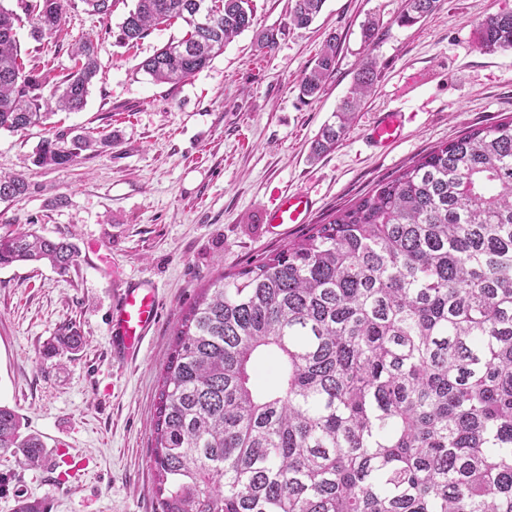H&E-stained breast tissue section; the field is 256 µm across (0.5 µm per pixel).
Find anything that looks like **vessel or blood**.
<instances>
[{"instance_id":"1","label":"vessel or blood","mask_w":512,"mask_h":512,"mask_svg":"<svg viewBox=\"0 0 512 512\" xmlns=\"http://www.w3.org/2000/svg\"><path fill=\"white\" fill-rule=\"evenodd\" d=\"M402 114L398 111L378 113L369 138L373 146L384 147L401 134ZM314 209V201L303 193H284L266 215L267 224L306 223ZM159 300L156 286L148 280H131L119 289L110 310V355L118 361L132 360L144 339L157 326Z\"/></svg>"}]
</instances>
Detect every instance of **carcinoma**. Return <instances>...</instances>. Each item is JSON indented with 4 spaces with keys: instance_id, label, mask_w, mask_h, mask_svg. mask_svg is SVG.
I'll return each instance as SVG.
<instances>
[{
    "instance_id": "obj_1",
    "label": "carcinoma",
    "mask_w": 512,
    "mask_h": 512,
    "mask_svg": "<svg viewBox=\"0 0 512 512\" xmlns=\"http://www.w3.org/2000/svg\"><path fill=\"white\" fill-rule=\"evenodd\" d=\"M67 0L24 5L38 40L57 31ZM135 0L117 38L134 43L172 19L189 26L141 63L178 84L207 67L253 24L251 0ZM308 27L325 0H291ZM442 0H405L417 23ZM14 11L0 5V129L23 130L81 109L98 76L93 39L49 96L26 70ZM478 42L512 50V11L482 19ZM326 41L299 91L315 98L335 71ZM364 62L336 121L312 145L336 147L370 93ZM57 134L33 157L64 167L89 150ZM28 186L0 175V199ZM76 261L68 239L27 230L0 235V266ZM75 331L48 355L80 350ZM273 361L276 382L256 369ZM153 462L161 512H512V120L443 143L326 224L219 277L189 307L160 380ZM0 456L39 466L44 442L0 406Z\"/></svg>"
}]
</instances>
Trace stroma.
<instances>
[{"instance_id":"stroma-1","label":"stroma","mask_w":512,"mask_h":512,"mask_svg":"<svg viewBox=\"0 0 512 512\" xmlns=\"http://www.w3.org/2000/svg\"><path fill=\"white\" fill-rule=\"evenodd\" d=\"M20 13L19 0H0ZM291 0H252L254 24L189 80L156 83L139 64L181 39L183 21L159 25L134 46L116 41L134 0H116L110 18L70 0L59 31L36 40L22 17L17 38L26 68L52 77L71 52L93 39L99 76L85 106L51 114L23 131L0 129V174H23V198L0 200V233L18 228L66 237L78 252L69 273L47 264L0 266V404L41 437L36 468L0 458V512L19 501L45 512H159L152 418L161 374L183 313L220 275L257 262L328 222L437 145L468 130L512 119V52L479 46L476 25L512 11V0H442L416 24L404 0H325L306 28L289 23ZM379 30L365 43L361 25ZM280 30L271 52L258 34ZM340 40L336 69L320 97L299 84L329 34ZM378 78L342 143L319 159L310 150L331 121L364 60ZM405 114L400 139L384 148L367 134L377 112ZM55 132L117 144L65 168L34 165ZM310 195L308 223L270 228L265 214L284 191ZM132 278L155 283L157 329L137 358L112 362L108 312L116 288ZM69 329L86 338L77 352L44 358V344Z\"/></svg>"}]
</instances>
